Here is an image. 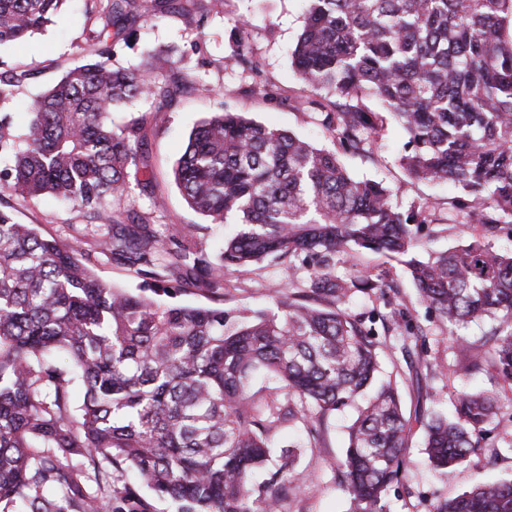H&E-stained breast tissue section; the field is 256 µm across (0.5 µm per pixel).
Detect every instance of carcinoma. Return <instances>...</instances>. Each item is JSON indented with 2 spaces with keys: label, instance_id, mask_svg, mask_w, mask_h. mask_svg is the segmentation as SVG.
<instances>
[{
  "label": "carcinoma",
  "instance_id": "1",
  "mask_svg": "<svg viewBox=\"0 0 512 512\" xmlns=\"http://www.w3.org/2000/svg\"><path fill=\"white\" fill-rule=\"evenodd\" d=\"M64 0H0V44L41 30ZM292 66L325 92L307 109L352 155L370 146L389 115L408 141L410 178L447 181L467 224L512 231V0H307ZM131 0H108L92 31L96 59L74 67L29 105L23 133L0 113L7 187L27 200L50 196L94 220L68 240L42 236L0 210V512H151L148 488L176 512H277L301 472L283 452L268 478L270 433L313 413L322 418L363 400L336 463L350 512H385L413 425L436 471L464 462L498 418L494 390L463 393L451 418L404 415L397 385L376 383L375 332L342 304L352 290L384 291L364 276L336 274L346 249L406 255L411 225L428 209L402 212L392 191L359 180L336 152L295 134L216 112L197 125L174 168L186 204L213 224H238L215 257L191 244L166 245L161 225L104 217L110 199L132 195L128 169L142 126L116 127L114 109L187 88L178 60L150 54L143 67L112 68ZM202 0H154L159 14L190 12ZM21 74L0 69V101ZM381 111H374L368 101ZM141 280L133 293L101 280L84 248ZM305 253L307 290L284 292L276 311L231 319L224 278L270 257ZM421 300L448 325L467 368L491 359L512 382V252L480 240L426 261H407ZM196 288L218 300L193 306L159 300ZM499 323L494 344L460 330ZM280 396L251 391L256 372ZM132 469L116 486L113 473ZM433 512H512V481L475 485Z\"/></svg>",
  "mask_w": 512,
  "mask_h": 512
}]
</instances>
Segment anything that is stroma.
Wrapping results in <instances>:
<instances>
[{"label": "stroma", "instance_id": "stroma-1", "mask_svg": "<svg viewBox=\"0 0 512 512\" xmlns=\"http://www.w3.org/2000/svg\"><path fill=\"white\" fill-rule=\"evenodd\" d=\"M152 0H133L138 20L112 58L117 68L139 66L149 51L163 52L181 60L192 83L171 101H146L112 114L115 125L144 122L146 139L138 153L139 164L131 178L151 177V193H133L126 200L108 205L114 219L127 222L135 216L164 224L175 240L189 239L205 252L218 254L224 239L235 232L232 224H213L185 203L174 182L173 169L184 152L193 127L210 113L228 107L248 118L273 125L312 140L327 149L338 143L323 124L320 112L294 109L295 101L315 98L291 67V53L305 21V0H203V18L175 13L152 14ZM106 6V0H67L52 24L31 37L0 47V61L29 71L12 99L0 103V112L10 113L16 129H23L28 101L56 83L70 68L94 57L97 46L89 38ZM245 52L249 65H237L233 57ZM406 135L393 121H385L367 157L343 156V163L360 178L374 179L392 188L405 210L432 204L434 220L415 227V258L462 245L480 235L472 224L451 221L450 203L460 196L454 182L410 179L400 163ZM0 209L13 211L23 224H35L47 237L69 238L73 228L86 221L71 205L52 198L27 202L17 199L0 178ZM310 269L303 257L270 258L231 276L224 284V309L275 310L280 291H295ZM336 273L347 279L372 275L387 282L386 294L354 293L347 312L363 323L373 324L379 342L383 376L396 380L405 416H412L416 403L452 414L459 394L496 390L507 401L500 420L466 462L446 474H432L423 454L420 434H413L406 454L405 474L388 494V512H432L434 505L457 496L472 485L512 479V386L497 377L492 364L468 373L459 363L456 344L448 328L422 304L406 266L398 257L353 250L337 256ZM410 316L422 335L407 339L395 322ZM427 365L424 400H417L409 381L408 361ZM356 416L355 408L328 415L323 420L294 421L272 434L274 453L301 444L297 468L304 474L299 488L290 489L278 512H349V500L334 460L347 446L346 427Z\"/></svg>", "mask_w": 512, "mask_h": 512}]
</instances>
